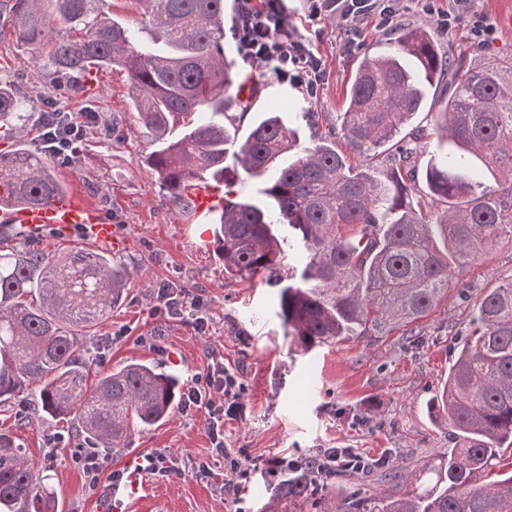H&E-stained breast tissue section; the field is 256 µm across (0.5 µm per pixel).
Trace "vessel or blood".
Listing matches in <instances>:
<instances>
[{"instance_id": "b4317fda", "label": "vessel or blood", "mask_w": 512, "mask_h": 512, "mask_svg": "<svg viewBox=\"0 0 512 512\" xmlns=\"http://www.w3.org/2000/svg\"><path fill=\"white\" fill-rule=\"evenodd\" d=\"M186 194L197 218L210 214L220 201L217 187L200 180L191 181L186 187ZM0 222L20 225L31 235L40 234L47 228L66 233L83 227L95 244L114 249L119 246L112 224L92 205L73 194L61 195L37 207L2 200Z\"/></svg>"}]
</instances>
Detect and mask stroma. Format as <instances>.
I'll use <instances>...</instances> for the list:
<instances>
[{"instance_id":"1","label":"stroma","mask_w":512,"mask_h":512,"mask_svg":"<svg viewBox=\"0 0 512 512\" xmlns=\"http://www.w3.org/2000/svg\"><path fill=\"white\" fill-rule=\"evenodd\" d=\"M476 8L495 23L491 42L474 47L466 27L442 37L446 53L464 56L479 69L512 56V30L498 25L499 10L512 0H476ZM292 34L310 43L321 62L317 98L279 82L262 68L241 61L232 39L224 56L234 79L252 76L262 89L238 132L247 134L258 120L280 116L308 143L304 113L319 112L331 124L346 100L352 73L365 54L385 50L395 27L368 20L357 44L344 47L332 18L309 22L306 0H285ZM0 78L21 95L23 111L38 114L56 82L50 70L36 66L14 37H0ZM96 104L101 115L122 113L117 135L87 134L80 160L54 162L67 191L80 192L96 203L124 240L114 259L131 268L126 301L91 331L89 381L127 362H148L178 373L182 384L203 372L212 360L238 371L246 386L243 418L224 423V443L244 454L252 477L240 497L225 493L229 475L223 464L211 463L206 476H196V463L209 455L203 414L172 410L148 429H134L127 446L100 454L102 477L91 485L76 450L83 442L73 424L58 422L42 410L39 394L0 406V428L16 436L34 467L50 464L49 483L58 512H107L109 479L126 469L135 452H168L177 474L150 478V489L138 512H260L275 484L265 461L276 454L310 458L326 448H358L388 459L408 472L448 448V426L433 423L427 404L448 376L457 349L470 328L477 299L512 280V242L502 241L484 260L464 273L458 285L427 317L396 326L383 336H363L329 347L304 350L285 336L277 317L278 291L259 280L239 282L224 277L209 219L179 215L145 164L151 146L131 108L126 71L99 72ZM175 280L199 297L208 326L198 332L191 319L160 322L149 314V298L166 280ZM61 433L65 441L49 447L46 435Z\"/></svg>"}]
</instances>
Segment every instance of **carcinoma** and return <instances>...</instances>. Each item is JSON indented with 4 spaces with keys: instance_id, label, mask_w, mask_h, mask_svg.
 <instances>
[{
    "instance_id": "1",
    "label": "carcinoma",
    "mask_w": 512,
    "mask_h": 512,
    "mask_svg": "<svg viewBox=\"0 0 512 512\" xmlns=\"http://www.w3.org/2000/svg\"><path fill=\"white\" fill-rule=\"evenodd\" d=\"M106 0H5L0 27L37 53L59 78L85 81L119 67L154 149L145 162L169 200L191 216V179L228 186L212 213L224 276L256 277L279 288L285 335L306 349L383 336L427 316L448 288L500 240H512V188L482 181L474 167L512 178V58L474 70L448 63L437 37L403 29L384 54L357 64L338 127L319 132L306 112L309 142L276 116L238 139L240 107L224 57V0H119L136 14L117 20ZM436 95L434 150L427 195L443 211L414 205L407 167L414 149L395 142ZM19 95L0 81V122L24 119ZM392 146L384 175L370 160ZM232 165H226L227 160ZM261 180L266 207L232 190L228 170ZM0 189L8 199L42 205L65 188L42 157L22 143L0 152ZM305 254L285 268L277 226ZM128 268L103 250L76 248L53 260L41 249L0 250V404L39 389L43 409L73 421L92 448L125 447L131 427L164 419L181 395L178 374L128 363L87 385L91 329L127 296ZM473 332L430 404L448 421L452 447L401 476L404 491L352 495L342 512H512V281L477 302ZM330 475L302 471L270 492L263 512L300 505L322 512L319 484ZM0 512H55L53 493L12 438L0 433Z\"/></svg>"
}]
</instances>
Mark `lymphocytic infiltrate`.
I'll list each match as a JSON object with an SVG mask.
<instances>
[{"label":"lymphocytic infiltrate","mask_w":512,"mask_h":512,"mask_svg":"<svg viewBox=\"0 0 512 512\" xmlns=\"http://www.w3.org/2000/svg\"><path fill=\"white\" fill-rule=\"evenodd\" d=\"M308 16L316 20L334 18L346 44H355L365 19L378 18L380 25L392 24L399 15L402 0H307ZM420 11L433 18L442 30H450L468 21L475 42L488 43L494 29L486 17L476 11L472 0H448L447 9L435 6V0H415ZM233 37L238 51L251 66L273 68L278 80L305 88L316 96L320 81V62L308 44L288 32L282 0H242L234 20ZM150 314L159 320L192 315L198 330H205L207 320L201 306L184 289L167 283L153 293ZM241 378L225 368L223 361H212L206 372L198 375L184 396L182 413L206 414V429L213 459L223 460L231 481L227 488L239 493L251 478L250 467L224 446V423L241 417L243 404Z\"/></svg>","instance_id":"1"}]
</instances>
